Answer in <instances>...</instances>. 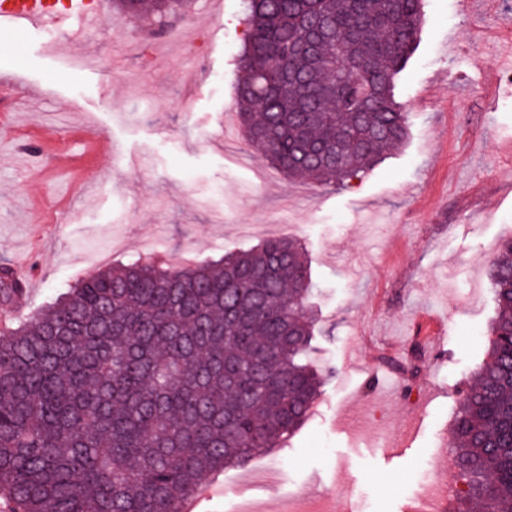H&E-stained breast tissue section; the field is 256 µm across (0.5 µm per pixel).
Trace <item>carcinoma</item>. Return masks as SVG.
Returning a JSON list of instances; mask_svg holds the SVG:
<instances>
[{"instance_id":"carcinoma-1","label":"carcinoma","mask_w":512,"mask_h":512,"mask_svg":"<svg viewBox=\"0 0 512 512\" xmlns=\"http://www.w3.org/2000/svg\"><path fill=\"white\" fill-rule=\"evenodd\" d=\"M187 0H151L160 16ZM238 117L289 177L353 178L407 135L395 98L421 0H245ZM497 314L461 391L450 512H512V240L490 267ZM300 245L267 239L176 269L99 271L0 331V494L12 512H181L215 471L276 448L322 378ZM16 284L0 267V297Z\"/></svg>"}]
</instances>
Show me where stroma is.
Segmentation results:
<instances>
[{
    "instance_id": "stroma-1",
    "label": "stroma",
    "mask_w": 512,
    "mask_h": 512,
    "mask_svg": "<svg viewBox=\"0 0 512 512\" xmlns=\"http://www.w3.org/2000/svg\"><path fill=\"white\" fill-rule=\"evenodd\" d=\"M497 12L423 0L397 86L408 136L357 177L321 187L254 153L236 108L242 0H193L178 43L123 17L61 49L11 41L0 77L37 89L0 120V265L33 264L29 311L99 270L157 253L208 260L287 236L312 269L319 412L279 447L209 477L201 512H407L424 472L454 466L466 377L495 315L491 260L512 239V32ZM95 56L93 69L73 58ZM112 142L90 144L85 126ZM108 180H99L101 171ZM439 322L448 340L432 357Z\"/></svg>"
}]
</instances>
